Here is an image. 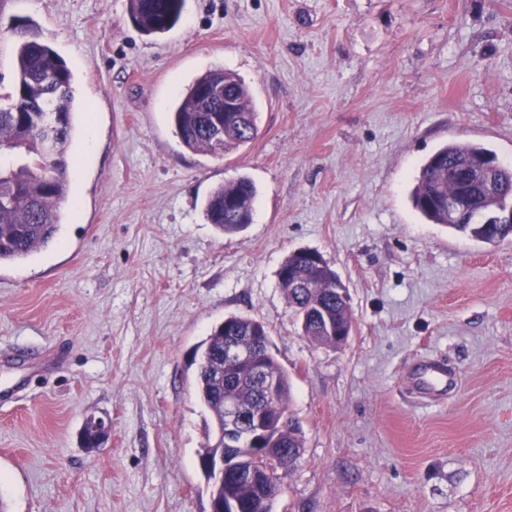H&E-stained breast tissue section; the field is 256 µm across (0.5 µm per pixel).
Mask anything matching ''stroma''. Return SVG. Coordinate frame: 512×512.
<instances>
[{
  "mask_svg": "<svg viewBox=\"0 0 512 512\" xmlns=\"http://www.w3.org/2000/svg\"><path fill=\"white\" fill-rule=\"evenodd\" d=\"M74 77L64 224L0 265V498L8 512H209L210 417L192 350L224 317L260 321L304 449L273 512H512V241L412 208L421 164L466 141L512 165V0H185L146 35L127 0H0ZM236 73L259 133L191 151L170 111L206 70ZM246 176L252 224L205 202ZM322 255L347 289L338 347L303 335L277 271ZM443 359L442 403L402 382ZM107 440L80 444L86 417ZM111 431V422L101 417H87L81 432V444L88 451H93L107 438Z\"/></svg>",
  "mask_w": 512,
  "mask_h": 512,
  "instance_id": "1",
  "label": "stroma"
}]
</instances>
